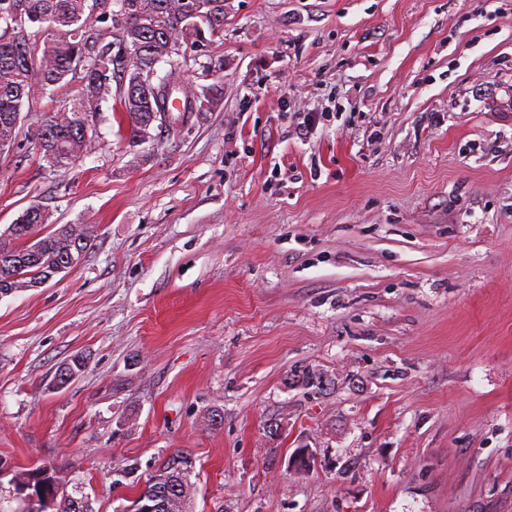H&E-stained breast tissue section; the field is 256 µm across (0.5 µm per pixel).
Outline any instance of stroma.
I'll return each instance as SVG.
<instances>
[{
    "instance_id": "obj_1",
    "label": "stroma",
    "mask_w": 512,
    "mask_h": 512,
    "mask_svg": "<svg viewBox=\"0 0 512 512\" xmlns=\"http://www.w3.org/2000/svg\"><path fill=\"white\" fill-rule=\"evenodd\" d=\"M180 55V134L112 96L57 171L39 94L0 152V233L96 229L0 294V497L50 462L127 512L179 450L193 512H512V0H224Z\"/></svg>"
}]
</instances>
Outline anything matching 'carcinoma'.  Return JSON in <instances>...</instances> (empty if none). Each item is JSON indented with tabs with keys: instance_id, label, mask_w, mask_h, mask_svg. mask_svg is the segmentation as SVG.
<instances>
[{
	"instance_id": "1",
	"label": "carcinoma",
	"mask_w": 512,
	"mask_h": 512,
	"mask_svg": "<svg viewBox=\"0 0 512 512\" xmlns=\"http://www.w3.org/2000/svg\"><path fill=\"white\" fill-rule=\"evenodd\" d=\"M0 0V146L17 137L24 101L49 91L68 97L45 113L30 133L38 159L57 170L71 168L90 151L88 117L119 85V104L128 121L129 140L137 143L158 127L175 133L189 111L202 110L200 96L172 65L181 42L202 45L224 31V0ZM111 21L118 39L100 44L90 26ZM138 44L134 58L126 48ZM162 63L171 64L165 72ZM49 221L38 205L26 209L0 234V294L33 288L82 259L94 240L93 228L54 225L35 241L31 235ZM188 456L175 451L145 480L138 502L151 512H189L195 495ZM49 502L40 512H93L87 500L75 502L41 488Z\"/></svg>"
}]
</instances>
